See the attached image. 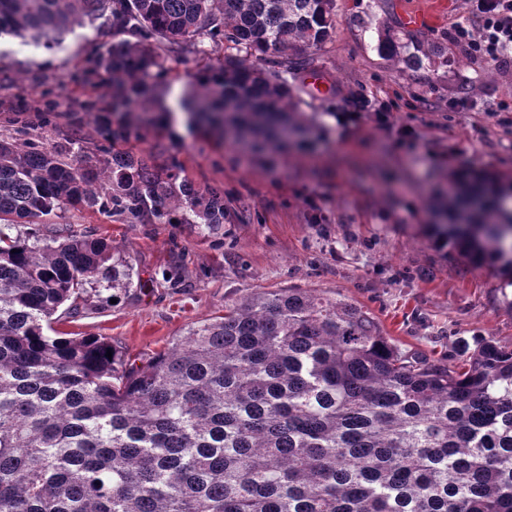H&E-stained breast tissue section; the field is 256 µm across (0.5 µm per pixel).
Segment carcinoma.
<instances>
[{"label":"carcinoma","instance_id":"cac0c4a2","mask_svg":"<svg viewBox=\"0 0 512 512\" xmlns=\"http://www.w3.org/2000/svg\"><path fill=\"white\" fill-rule=\"evenodd\" d=\"M98 20L112 108L86 150L0 140V225L87 208L134 224L224 223L174 156L159 82L220 54L180 99L192 133L253 152L323 131L288 78L314 69L335 0H0V36L60 42ZM441 247L512 287V178L469 170L428 208ZM112 243L0 230V512H512V350L483 339L431 363L342 296L252 292L136 364L106 337L53 330L87 284L125 286ZM112 357H106L107 352ZM219 58L220 56L217 54L187 53L181 62L172 63V69L168 72L165 82L171 83L172 89L177 92L181 90L183 83L187 79V74L206 69L212 70L218 66Z\"/></svg>","mask_w":512,"mask_h":512}]
</instances>
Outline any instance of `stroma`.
Instances as JSON below:
<instances>
[{
  "mask_svg": "<svg viewBox=\"0 0 512 512\" xmlns=\"http://www.w3.org/2000/svg\"><path fill=\"white\" fill-rule=\"evenodd\" d=\"M413 13L431 20L409 26ZM468 18V0H336V31L316 54L325 89L307 84L300 93V110L324 113L326 124L306 153L259 158L181 128L135 143L157 161L177 157L195 187L223 186L227 217L217 228L127 224L83 208L19 225L105 236L130 269L125 291L89 292L58 330L111 338L138 358L250 292L308 288L365 307L401 349L431 361L465 358L481 338L512 350V288L440 251L427 227L432 197L456 171L512 174V132L489 114L512 105V62L498 66L454 45L451 28ZM388 32L406 46L438 44L446 57L417 67L407 53L388 57L379 49ZM111 42V29L96 24L52 48L0 39V136L14 137L23 118L28 138L51 145L84 105L109 107L111 73L89 80L84 71ZM461 99L485 109L449 111ZM403 127L414 137H401Z\"/></svg>",
  "mask_w": 512,
  "mask_h": 512,
  "instance_id": "35a3bbf8",
  "label": "stroma"
}]
</instances>
